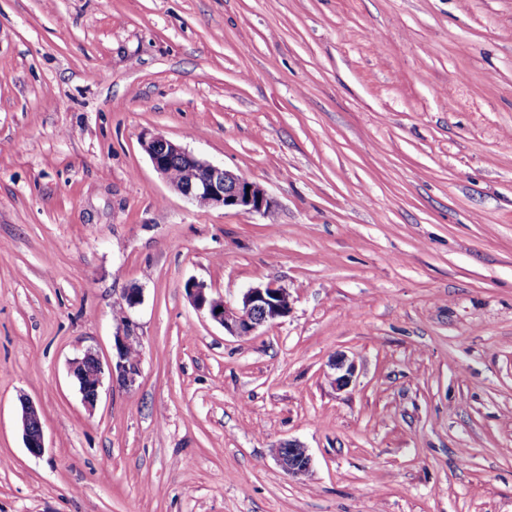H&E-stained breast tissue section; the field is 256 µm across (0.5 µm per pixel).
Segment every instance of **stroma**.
I'll list each match as a JSON object with an SVG mask.
<instances>
[{
	"instance_id": "stroma-1",
	"label": "stroma",
	"mask_w": 512,
	"mask_h": 512,
	"mask_svg": "<svg viewBox=\"0 0 512 512\" xmlns=\"http://www.w3.org/2000/svg\"><path fill=\"white\" fill-rule=\"evenodd\" d=\"M191 280L293 309L237 338ZM130 288L141 372L87 409ZM0 512H512V0H0ZM143 147L154 169L177 193L200 207H223L264 215L273 202L266 190L224 166L201 160L183 146L154 135L144 139ZM177 164V166H173ZM180 177L176 180L169 176ZM250 186L249 191L246 187ZM70 374L77 379L82 401L88 409H93L103 386L105 368L99 355L88 349L81 357L75 358L70 365ZM332 369L335 371L333 384L336 390H345L353 383L356 377V364L353 360H349L346 355L337 356L331 363ZM21 427L26 448L32 454H41L45 448L43 426L37 407L29 400L21 405ZM276 459L288 475L299 477L306 475L311 468V457L306 448L297 441L279 444L275 450Z\"/></svg>"
}]
</instances>
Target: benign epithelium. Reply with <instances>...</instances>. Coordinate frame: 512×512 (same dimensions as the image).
<instances>
[{"label": "benign epithelium", "instance_id": "benign-epithelium-1", "mask_svg": "<svg viewBox=\"0 0 512 512\" xmlns=\"http://www.w3.org/2000/svg\"><path fill=\"white\" fill-rule=\"evenodd\" d=\"M154 169L177 193L200 207H223L264 215L270 211L273 202L260 185L225 169L201 160L183 146L161 136L154 135L143 141ZM180 168L176 180L169 176L172 165ZM188 297L193 306L204 310L210 319L232 336H252L261 327L271 325L287 316L294 299L287 288L269 282L248 288L242 295L241 303L232 306L224 299L214 297L210 288L195 280L187 284ZM139 345L134 336L132 321L125 317L114 336L112 360L102 363L99 355L88 349L70 365L72 378L80 384L79 392L88 409L98 401L105 376L125 386L135 384L140 374L141 359L130 356L129 350ZM335 371L333 384L338 390H345L356 377V364L341 354L331 363ZM21 427L26 448L34 455L44 451V432L37 407L25 400L21 405ZM281 468L291 476L306 475L311 468V457L306 448L297 441L279 444L275 450Z\"/></svg>", "mask_w": 512, "mask_h": 512}]
</instances>
